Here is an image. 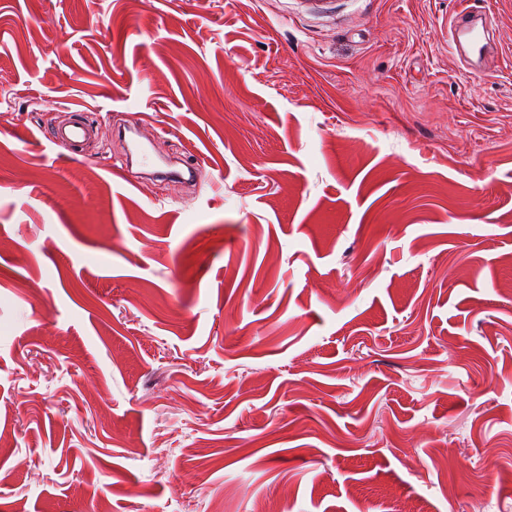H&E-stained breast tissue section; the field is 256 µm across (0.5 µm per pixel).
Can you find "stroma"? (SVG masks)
<instances>
[{"mask_svg": "<svg viewBox=\"0 0 512 512\" xmlns=\"http://www.w3.org/2000/svg\"><path fill=\"white\" fill-rule=\"evenodd\" d=\"M468 7L474 67L458 0H0V512H512V0ZM449 42L451 46H455V49L465 55H477L482 56L486 49L485 36L475 30L469 20V12L461 11L452 20L449 26ZM463 44H466L468 51L464 49ZM93 134L91 123L66 120L52 128L49 141L66 152L62 155L71 157L82 150L84 143L90 140Z\"/></svg>", "mask_w": 512, "mask_h": 512, "instance_id": "obj_1", "label": "stroma"}]
</instances>
